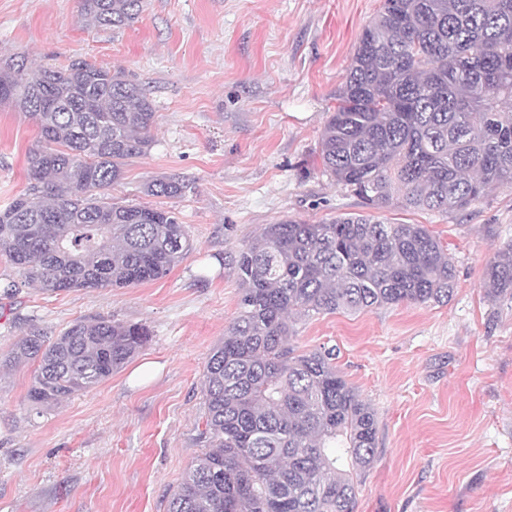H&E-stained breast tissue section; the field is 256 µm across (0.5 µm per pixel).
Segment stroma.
<instances>
[{
  "instance_id": "35a3bbf8",
  "label": "stroma",
  "mask_w": 512,
  "mask_h": 512,
  "mask_svg": "<svg viewBox=\"0 0 512 512\" xmlns=\"http://www.w3.org/2000/svg\"><path fill=\"white\" fill-rule=\"evenodd\" d=\"M382 0H144L119 29L89 25L81 0H0V58L86 60L145 89L149 153L124 167L114 200L174 211L191 248L164 278L127 288L44 293L0 259V353L35 323L55 336L100 316L149 328L111 377L55 407L34 404V367L0 369V512H166L201 453L205 362L239 312L237 260L265 225L364 212L323 174L319 141L362 31ZM36 125L0 106V205L28 187ZM177 175L192 189L153 197ZM452 258L444 305L396 304L298 320V352L335 348L374 409L375 460L356 512H512V300L488 298L485 266L512 240V184L468 209L394 207ZM189 185L179 176H168L151 180L144 185L143 191L148 196L175 198L185 194Z\"/></svg>"
}]
</instances>
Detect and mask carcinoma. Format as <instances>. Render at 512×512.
<instances>
[{
	"mask_svg": "<svg viewBox=\"0 0 512 512\" xmlns=\"http://www.w3.org/2000/svg\"><path fill=\"white\" fill-rule=\"evenodd\" d=\"M143 0H82L95 27L138 19ZM0 104L39 130L28 190L0 206V256L45 293L125 288L167 276L190 250L171 210L108 190L152 147L156 112L139 85L87 61L0 60ZM323 172L372 210H464L512 183V0H383L364 28L336 110ZM190 189L153 179L148 196ZM240 311L207 360L203 451L167 512H355L375 457L377 419L333 348L298 353L290 316L448 303L455 266L422 224L345 213L267 225L240 252ZM494 297L512 298V241L487 264ZM149 331L107 318L53 337L31 325L0 366L34 363L32 401L85 391L142 349Z\"/></svg>",
	"mask_w": 512,
	"mask_h": 512,
	"instance_id": "1",
	"label": "carcinoma"
}]
</instances>
